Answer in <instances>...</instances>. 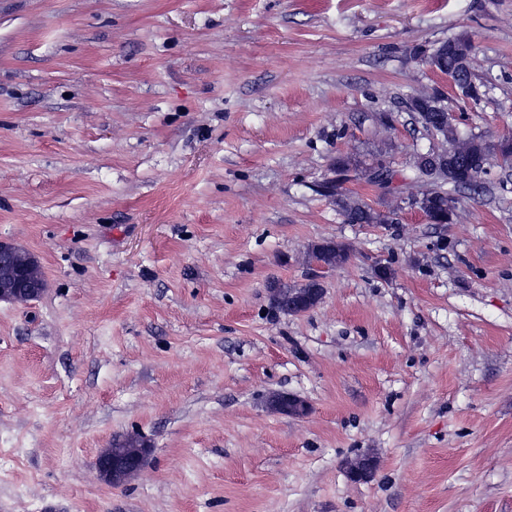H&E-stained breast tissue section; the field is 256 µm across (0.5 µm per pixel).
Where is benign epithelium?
<instances>
[{
  "label": "benign epithelium",
  "instance_id": "obj_1",
  "mask_svg": "<svg viewBox=\"0 0 512 512\" xmlns=\"http://www.w3.org/2000/svg\"><path fill=\"white\" fill-rule=\"evenodd\" d=\"M452 52L464 70L471 69L475 61V43L469 40L452 44ZM512 142V131L501 132L495 139L485 140L487 149L477 163L471 158V142L458 138L448 142V148L438 152V162L430 170L429 178L443 181L448 171H454L460 184L470 185L476 173L487 170L492 158L501 157V146ZM46 282L38 259L11 241L0 239V302L26 303L39 299L45 292ZM307 292L299 288H277L273 292V304L277 311L287 315L304 312ZM270 410L292 416L307 415V403L293 395L274 394L268 401ZM119 439L103 449L96 460L97 469L104 481L116 486L137 474L144 467L149 448H123ZM374 461L360 457L349 464L350 478L364 481L371 478Z\"/></svg>",
  "mask_w": 512,
  "mask_h": 512
}]
</instances>
